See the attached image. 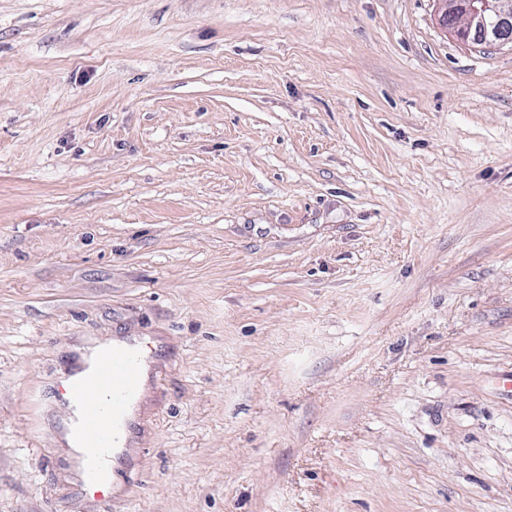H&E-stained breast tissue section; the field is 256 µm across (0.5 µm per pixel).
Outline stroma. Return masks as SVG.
Returning a JSON list of instances; mask_svg holds the SVG:
<instances>
[{"label":"stroma","instance_id":"1","mask_svg":"<svg viewBox=\"0 0 512 512\" xmlns=\"http://www.w3.org/2000/svg\"><path fill=\"white\" fill-rule=\"evenodd\" d=\"M149 367L105 494L88 347ZM0 512H512V47L435 0H0ZM65 397L68 399L70 408H71V414L72 416L69 419V422L66 424V430H67V440L69 445L72 448L73 455L77 459V461L80 464V473L81 478L83 479V482L85 484L86 481V467L88 462V455H89V448L82 442H80L75 436L74 431L75 427L77 425V420L80 417L79 410L76 408L75 401L72 400L71 396L68 393H65Z\"/></svg>","mask_w":512,"mask_h":512}]
</instances>
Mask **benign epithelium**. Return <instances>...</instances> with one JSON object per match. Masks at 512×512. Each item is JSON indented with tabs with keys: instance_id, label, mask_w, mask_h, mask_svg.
<instances>
[{
	"instance_id": "obj_1",
	"label": "benign epithelium",
	"mask_w": 512,
	"mask_h": 512,
	"mask_svg": "<svg viewBox=\"0 0 512 512\" xmlns=\"http://www.w3.org/2000/svg\"><path fill=\"white\" fill-rule=\"evenodd\" d=\"M439 24L465 45L512 46V0H437Z\"/></svg>"
}]
</instances>
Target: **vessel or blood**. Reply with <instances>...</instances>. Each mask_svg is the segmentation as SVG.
<instances>
[{
  "label": "vessel or blood",
  "instance_id": "vessel-or-blood-1",
  "mask_svg": "<svg viewBox=\"0 0 512 512\" xmlns=\"http://www.w3.org/2000/svg\"><path fill=\"white\" fill-rule=\"evenodd\" d=\"M142 376L140 354L131 349H116L100 356L92 372L74 388L73 397L84 411L81 434L95 461L88 475L92 492L104 490L97 465L114 448L119 424L140 392Z\"/></svg>",
  "mask_w": 512,
  "mask_h": 512
}]
</instances>
